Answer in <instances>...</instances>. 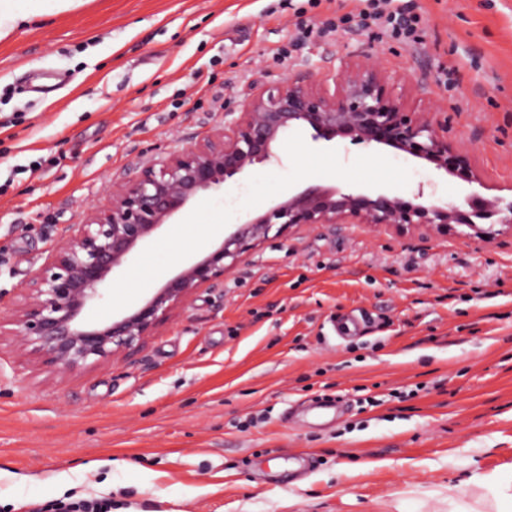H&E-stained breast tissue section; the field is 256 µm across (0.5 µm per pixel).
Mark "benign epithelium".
I'll return each instance as SVG.
<instances>
[{"mask_svg": "<svg viewBox=\"0 0 512 512\" xmlns=\"http://www.w3.org/2000/svg\"><path fill=\"white\" fill-rule=\"evenodd\" d=\"M441 127L424 116L407 115L386 98L372 62L339 73L332 92L292 74L254 85L241 112L224 128L112 183L105 206L92 208L84 222L68 225L10 316L0 319V337H9L19 357L63 376L131 355L197 289L223 283L241 255L269 238L277 224H339L357 218L364 224H428L445 231L452 224L473 230L478 220L512 224V201L503 206L497 198H481L478 206L467 199L461 206L425 193L422 185L412 201L311 185L261 216L244 215L212 252L187 262L140 308L110 321L87 319L110 294L114 277L178 212L199 193L220 192L228 180L272 161L274 147L290 131L307 128L314 141L342 136L354 144H385L446 171L450 146L440 138Z\"/></svg>", "mask_w": 512, "mask_h": 512, "instance_id": "1", "label": "benign epithelium"}]
</instances>
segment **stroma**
I'll use <instances>...</instances> for the list:
<instances>
[{
  "label": "stroma",
  "instance_id": "35a3bbf8",
  "mask_svg": "<svg viewBox=\"0 0 512 512\" xmlns=\"http://www.w3.org/2000/svg\"><path fill=\"white\" fill-rule=\"evenodd\" d=\"M424 45L300 21L361 0H82L0 38V315L111 181L240 111L250 84L333 90L373 60L388 97L447 121L458 167L512 200V0H414ZM456 69L454 86L442 83ZM62 89L33 92L39 77ZM220 194L197 196L127 264L91 318L142 305L188 260L192 224L232 232L320 184L411 199L472 185L384 145L298 129ZM362 309L363 332L330 320ZM341 401L340 419L313 410ZM512 224H296L245 252L128 359L60 379L0 345V512L105 498L112 512H512Z\"/></svg>",
  "mask_w": 512,
  "mask_h": 512
}]
</instances>
